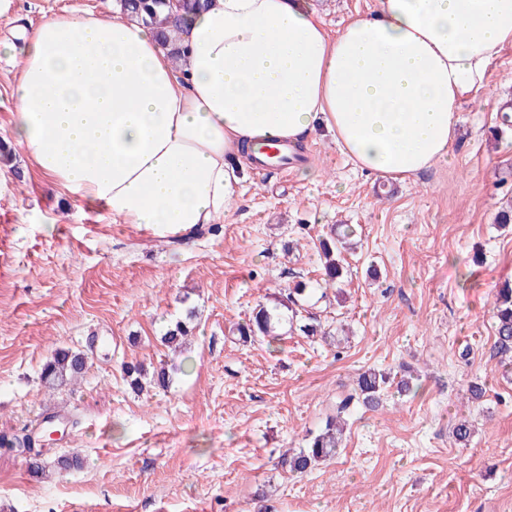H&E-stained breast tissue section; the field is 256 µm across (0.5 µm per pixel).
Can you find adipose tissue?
Returning a JSON list of instances; mask_svg holds the SVG:
<instances>
[{
	"mask_svg": "<svg viewBox=\"0 0 512 512\" xmlns=\"http://www.w3.org/2000/svg\"><path fill=\"white\" fill-rule=\"evenodd\" d=\"M112 12L30 33L12 135L70 194L169 242L223 222L271 138L322 127L361 173L417 178L448 159L462 105L512 46V0H378L334 35L316 0H211L183 21L177 61Z\"/></svg>",
	"mask_w": 512,
	"mask_h": 512,
	"instance_id": "ef3b65f1",
	"label": "adipose tissue"
}]
</instances>
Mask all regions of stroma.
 <instances>
[{"mask_svg": "<svg viewBox=\"0 0 512 512\" xmlns=\"http://www.w3.org/2000/svg\"><path fill=\"white\" fill-rule=\"evenodd\" d=\"M376 0H321L330 31ZM110 0H12V23ZM512 46L464 103L448 162L416 182L373 179L316 128L303 141L315 180L243 171L219 233L180 246L103 205L70 196L24 157L0 163V441L62 415L68 434L42 448L45 474L0 444V512H512V353L496 345V290L512 282ZM352 225L340 287L322 288L320 239ZM305 282L319 336L243 341L259 305ZM191 319L187 349L166 329ZM84 351L82 379L43 386L55 349ZM166 367L167 388L133 393L127 363ZM375 368L411 376L375 411L357 408L339 453L290 472L336 397ZM486 392L472 399L469 388ZM468 420V443L453 429ZM79 456L60 470L58 458Z\"/></svg>", "mask_w": 512, "mask_h": 512, "instance_id": "35a3bbf8", "label": "stroma"}]
</instances>
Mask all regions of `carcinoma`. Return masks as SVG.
I'll return each instance as SVG.
<instances>
[{
  "instance_id": "obj_1",
  "label": "carcinoma",
  "mask_w": 512,
  "mask_h": 512,
  "mask_svg": "<svg viewBox=\"0 0 512 512\" xmlns=\"http://www.w3.org/2000/svg\"><path fill=\"white\" fill-rule=\"evenodd\" d=\"M208 5V0H121L124 11L135 14L146 24L156 28L163 43L171 47L174 59H179L180 50L175 45L173 37L184 16L194 11L202 10ZM354 233L352 226L344 228L339 238H325L319 241V247L324 257L325 282L334 284L343 276L344 267L341 264V249L344 248L345 238ZM306 292V286L298 282L287 289L285 298L273 307L265 305L256 309L248 322L239 328V334L245 339L257 336L271 337L275 335L276 314L285 308L291 312V321H296L301 314L300 301ZM494 307L497 312V344L502 352L512 350V286L506 284L496 294ZM189 332L185 321L176 322L167 330L162 341L167 346H177ZM85 357L70 349L55 350L51 359L46 362L41 374L46 387L55 389L76 380L85 370ZM388 384V374L369 369L361 373L353 392L340 396L332 406V413L326 415L324 427L312 436L309 446L301 449L295 455L284 460L291 471L303 473L314 463L333 456L341 447V436L347 424V416L360 405L376 409L382 404V397Z\"/></svg>"
}]
</instances>
